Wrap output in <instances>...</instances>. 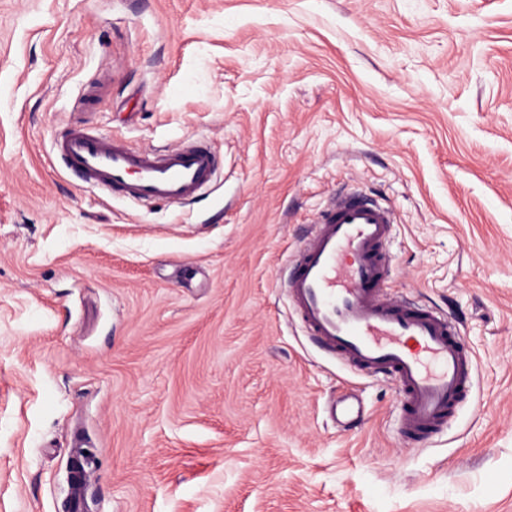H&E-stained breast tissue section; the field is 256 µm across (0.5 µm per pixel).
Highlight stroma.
<instances>
[{
  "mask_svg": "<svg viewBox=\"0 0 512 512\" xmlns=\"http://www.w3.org/2000/svg\"><path fill=\"white\" fill-rule=\"evenodd\" d=\"M70 127L218 171L113 198L53 162ZM350 188L472 354L424 444L289 305ZM0 512H512V0H0Z\"/></svg>",
  "mask_w": 512,
  "mask_h": 512,
  "instance_id": "obj_1",
  "label": "stroma"
}]
</instances>
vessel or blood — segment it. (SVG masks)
I'll list each match as a JSON object with an SVG mask.
<instances>
[{
	"label": "vessel or blood",
	"instance_id": "1",
	"mask_svg": "<svg viewBox=\"0 0 512 512\" xmlns=\"http://www.w3.org/2000/svg\"><path fill=\"white\" fill-rule=\"evenodd\" d=\"M54 152L85 186L136 203L198 200L216 166L198 144L135 150L77 127L56 138ZM394 222L390 207L359 190L337 195L298 250L288 296L321 349L399 384L400 435L413 443L445 426L472 386L473 362L449 316L386 295L382 245Z\"/></svg>",
	"mask_w": 512,
	"mask_h": 512
}]
</instances>
